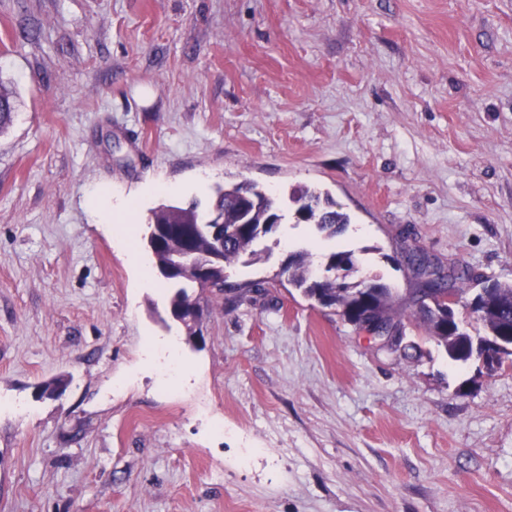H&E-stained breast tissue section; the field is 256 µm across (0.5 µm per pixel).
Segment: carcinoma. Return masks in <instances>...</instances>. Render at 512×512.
Instances as JSON below:
<instances>
[{
	"instance_id": "obj_1",
	"label": "carcinoma",
	"mask_w": 512,
	"mask_h": 512,
	"mask_svg": "<svg viewBox=\"0 0 512 512\" xmlns=\"http://www.w3.org/2000/svg\"><path fill=\"white\" fill-rule=\"evenodd\" d=\"M15 106L13 91L0 83V132L14 120ZM296 205L297 220L313 224L332 238L340 234L349 224V216L337 209L335 203L321 198V194L309 189L292 192L285 201L257 184L241 181L224 185L210 207L201 211L198 205L187 207L165 206L153 212L151 225L167 227L171 235L162 247L152 251L156 267L165 265L177 246H185L196 252L198 259L188 261L177 273L176 284L170 306L178 313L191 302L197 300L194 288L203 284L199 259L210 254L213 244L210 238L198 231L196 224L209 221L217 216L224 219V252L221 253V268H226L243 257L257 258L254 244L274 232L276 221L285 219L288 203ZM404 260L416 275L414 294L421 302L418 318L428 338L445 347L448 358L455 362H466L470 358L467 346L474 341H489L504 333L512 332V284L492 282L488 287L496 290L491 306L477 316L487 331L485 336H473L467 331L457 332L445 329L440 320L448 314V305L442 297L447 289L457 295L464 292L463 286L471 280L465 267H458L448 273L442 267L430 263L427 255L420 250L407 251ZM324 266L327 275L320 278L313 274L309 253L298 251L289 256L278 277L287 278L288 284L300 290L303 295L318 302L325 308L334 310L355 329L375 320L397 331L404 328L405 312L394 307L395 298L391 289L378 282L366 284L364 280H354L358 272L352 254L346 251H332L325 256ZM343 272L345 282L336 285V270Z\"/></svg>"
}]
</instances>
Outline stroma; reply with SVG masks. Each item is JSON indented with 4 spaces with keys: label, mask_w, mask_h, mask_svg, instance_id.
Wrapping results in <instances>:
<instances>
[{
    "label": "stroma",
    "mask_w": 512,
    "mask_h": 512,
    "mask_svg": "<svg viewBox=\"0 0 512 512\" xmlns=\"http://www.w3.org/2000/svg\"><path fill=\"white\" fill-rule=\"evenodd\" d=\"M0 80V512H512V367L412 317L388 353L274 277L348 251L402 300L416 246L512 282V0H0ZM243 180L350 222L286 218L194 345L151 212ZM289 201L297 206L295 213L297 212L298 221L314 224L328 238L340 234L349 224V216L346 213L336 210L335 203L328 198L322 199L321 194L314 190L294 191L289 196ZM88 203L93 213L101 221L100 224H112V213L119 207H115L111 199L104 195L101 190L91 193L88 197Z\"/></svg>",
    "instance_id": "1"
}]
</instances>
